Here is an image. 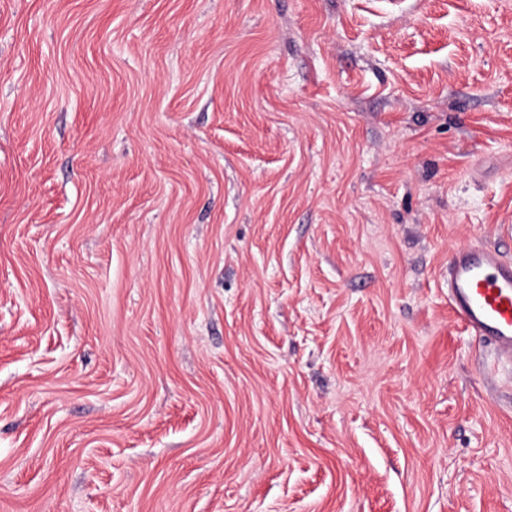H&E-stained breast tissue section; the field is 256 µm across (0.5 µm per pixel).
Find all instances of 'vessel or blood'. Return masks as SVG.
<instances>
[{"mask_svg": "<svg viewBox=\"0 0 512 512\" xmlns=\"http://www.w3.org/2000/svg\"><path fill=\"white\" fill-rule=\"evenodd\" d=\"M448 305L458 323L512 363V262L474 244L448 262Z\"/></svg>", "mask_w": 512, "mask_h": 512, "instance_id": "b4317fda", "label": "vessel or blood"}]
</instances>
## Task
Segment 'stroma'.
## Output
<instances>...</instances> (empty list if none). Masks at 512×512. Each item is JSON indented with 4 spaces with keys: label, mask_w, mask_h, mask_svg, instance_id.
Returning a JSON list of instances; mask_svg holds the SVG:
<instances>
[{
    "label": "stroma",
    "mask_w": 512,
    "mask_h": 512,
    "mask_svg": "<svg viewBox=\"0 0 512 512\" xmlns=\"http://www.w3.org/2000/svg\"><path fill=\"white\" fill-rule=\"evenodd\" d=\"M512 0H0V512H512ZM448 305L458 323L512 366V262L474 244L448 261Z\"/></svg>",
    "instance_id": "35a3bbf8"
}]
</instances>
